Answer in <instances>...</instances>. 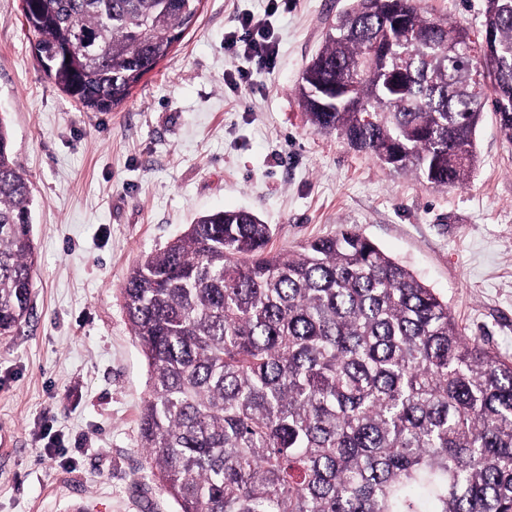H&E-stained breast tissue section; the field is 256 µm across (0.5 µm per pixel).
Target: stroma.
Returning a JSON list of instances; mask_svg holds the SVG:
<instances>
[{
	"label": "stroma",
	"instance_id": "obj_1",
	"mask_svg": "<svg viewBox=\"0 0 512 512\" xmlns=\"http://www.w3.org/2000/svg\"><path fill=\"white\" fill-rule=\"evenodd\" d=\"M350 0H284L260 67L224 37L268 0H203L166 59L109 112L39 66L20 0H0V116L32 190L30 313L0 336V512H176L149 472V372L120 286L198 216L244 209L294 250L356 227L447 301L465 335L512 359V140L494 112L469 181L433 188L314 131L295 88ZM482 31L485 0H422ZM67 459H47L56 442Z\"/></svg>",
	"mask_w": 512,
	"mask_h": 512
}]
</instances>
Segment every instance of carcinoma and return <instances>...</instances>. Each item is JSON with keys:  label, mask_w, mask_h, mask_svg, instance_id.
<instances>
[{"label": "carcinoma", "mask_w": 512, "mask_h": 512, "mask_svg": "<svg viewBox=\"0 0 512 512\" xmlns=\"http://www.w3.org/2000/svg\"><path fill=\"white\" fill-rule=\"evenodd\" d=\"M201 3L25 0L22 15L46 77L102 112ZM483 32L416 0H351L296 93L316 131L461 185L487 106L512 139V0H486ZM75 42L88 54L66 56ZM31 204L0 118L1 336L30 309ZM272 238L249 211L209 212L122 283L150 375L140 447L178 512H512V361L354 227L286 253Z\"/></svg>", "instance_id": "1"}]
</instances>
